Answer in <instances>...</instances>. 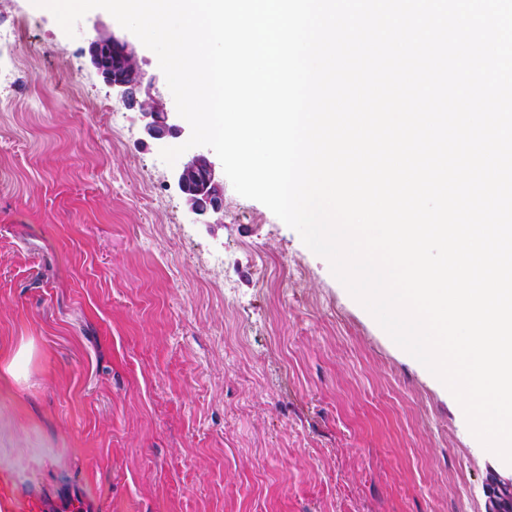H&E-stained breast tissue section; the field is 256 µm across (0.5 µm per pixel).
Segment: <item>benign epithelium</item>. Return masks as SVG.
Listing matches in <instances>:
<instances>
[{
	"mask_svg": "<svg viewBox=\"0 0 512 512\" xmlns=\"http://www.w3.org/2000/svg\"><path fill=\"white\" fill-rule=\"evenodd\" d=\"M91 65L102 77L123 106L137 114L144 136L161 148L175 140L187 141L190 132L182 125V117L171 103L152 94L160 75L145 79L137 64L136 48L126 36L94 27L87 39ZM171 186L180 194L200 224L224 207V176L220 163L203 149H194L176 164ZM512 492V476L504 477L495 470L488 473L484 483L486 512H499L498 495Z\"/></svg>",
	"mask_w": 512,
	"mask_h": 512,
	"instance_id": "benign-epithelium-1",
	"label": "benign epithelium"
}]
</instances>
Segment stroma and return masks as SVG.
I'll return each mask as SVG.
<instances>
[{
  "mask_svg": "<svg viewBox=\"0 0 512 512\" xmlns=\"http://www.w3.org/2000/svg\"><path fill=\"white\" fill-rule=\"evenodd\" d=\"M68 37L0 0V487L40 512H485L459 403L224 186L198 224Z\"/></svg>",
  "mask_w": 512,
  "mask_h": 512,
  "instance_id": "obj_1",
  "label": "stroma"
}]
</instances>
